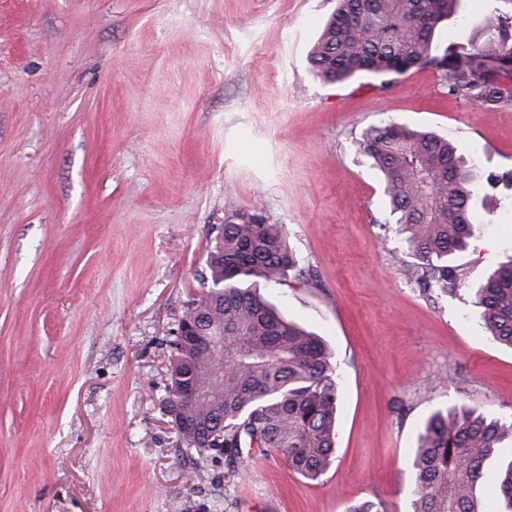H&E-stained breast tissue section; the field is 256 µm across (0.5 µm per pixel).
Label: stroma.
Here are the masks:
<instances>
[{
  "label": "stroma",
  "mask_w": 512,
  "mask_h": 512,
  "mask_svg": "<svg viewBox=\"0 0 512 512\" xmlns=\"http://www.w3.org/2000/svg\"><path fill=\"white\" fill-rule=\"evenodd\" d=\"M336 0H0V512H409L416 433L466 404L512 423V349L467 285L512 258V198L478 212L466 285L410 283L381 178L354 141L397 122L512 170V108L449 97L432 67L328 84L308 52ZM488 0L436 35L463 44ZM284 225L298 268L265 289L338 381L337 451L179 446L167 333L204 291L232 210Z\"/></svg>",
  "instance_id": "stroma-1"
}]
</instances>
